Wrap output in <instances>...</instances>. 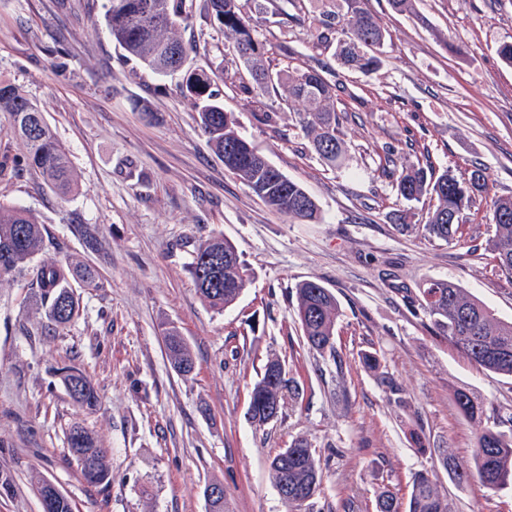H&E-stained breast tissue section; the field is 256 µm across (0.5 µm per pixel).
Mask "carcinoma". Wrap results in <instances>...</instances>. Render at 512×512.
Wrapping results in <instances>:
<instances>
[{
  "mask_svg": "<svg viewBox=\"0 0 512 512\" xmlns=\"http://www.w3.org/2000/svg\"><path fill=\"white\" fill-rule=\"evenodd\" d=\"M204 7L222 25L224 38L233 43L238 60L250 69L255 102H260V97L272 89H285L288 98L301 106L303 128L314 151L323 162L336 166L342 158L335 109L336 84L312 67L263 66V42L255 25L242 13L239 0H205ZM188 20L185 0H106L104 4V22L112 42L158 77L183 67L186 47L178 37V28ZM316 39L321 43L336 40V57L341 64L365 76L375 73L382 64L385 32L365 7L364 0H342L336 4V10L325 13L324 19L318 21ZM211 82L207 72L192 71L185 76L184 87L195 99L200 127L215 153L224 159V166L271 209L311 223L319 222L320 208L301 184L289 178L272 179L267 170L245 155L235 160L227 158L228 143L242 141L244 137L239 134L236 122L224 124V106L213 98ZM0 112L10 114V132L25 141L28 149L22 159L11 158L5 151L0 153V183L11 181L21 168L30 167L43 176L56 194L66 197L76 192L78 175L69 153L46 122L40 106L2 78ZM391 163L390 175L397 196L408 203L418 202L428 194L436 199V207L423 230L427 237L446 243L455 239L462 212L488 189V176L480 167L471 171L475 181L469 183L448 169L435 175L420 166L399 164L395 159ZM492 207L494 235L488 248L499 272L512 281V195L496 197ZM230 247V241L214 235L196 248L189 267L199 298L218 313L235 303L248 284L246 265L240 257H235L233 265H224V249ZM43 249V225L27 211L0 202V280L21 277L35 285L45 308L47 327L56 330L69 326L79 314L72 279H89L92 272L86 269L81 273L67 260L35 262ZM419 292L420 305L436 335L448 340L482 371L512 378L511 321L497 318L485 304L449 280L429 278ZM294 295V314L309 350L341 367L335 342L339 317L335 296L310 279L297 283ZM163 338L173 369L185 377L192 375L195 360L179 328L165 324ZM274 366H281V361L269 359L250 392L252 419L260 426L269 421L261 402L273 399L282 407L286 399L303 394L297 382L285 374L270 380L268 374ZM63 382L77 407L88 412L100 409V393L82 371L68 369ZM454 397L461 414L476 426V449L470 463L459 461L446 448L439 449L443 467L458 484L477 478L491 490L511 488L512 416L486 417L484 402L466 389L456 390ZM67 444L87 483L112 484L108 450L86 427L72 425ZM270 470L276 490H288L281 500L291 512H297L313 499L321 485L311 445L304 438L295 439L288 450L279 452L272 459ZM407 512H448V498L429 472L413 474Z\"/></svg>",
  "mask_w": 512,
  "mask_h": 512,
  "instance_id": "1",
  "label": "carcinoma"
}]
</instances>
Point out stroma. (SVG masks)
<instances>
[{
    "label": "stroma",
    "instance_id": "35a3bbf8",
    "mask_svg": "<svg viewBox=\"0 0 512 512\" xmlns=\"http://www.w3.org/2000/svg\"><path fill=\"white\" fill-rule=\"evenodd\" d=\"M103 2L0 0V76L42 106L79 177L78 192L62 198L27 169L0 184V200L43 224L42 259L83 262L102 281L75 287L80 315L54 333L30 282L0 281V471L12 477L0 512H42L41 479L75 512H209L205 490L215 481L225 512H287L269 464L299 437L322 474L302 512H376L385 490L407 503L417 470L434 474L448 512H512V491L475 478L457 485L438 456L448 448L468 461L476 448L455 390L474 391L488 416L508 415L512 380L437 337L418 292L424 278L450 280L512 320V280L486 250L492 199L512 195V66L497 53L512 41V0H417L411 13L368 0L387 33L369 76L348 71L334 45L311 35L324 0H240L266 59L279 60L285 41L292 66L344 85L336 109L346 160L335 169L312 149L284 90L254 104L214 15L203 0H186V70L215 76L212 91L241 135L316 199V224L270 210L225 168L181 75L160 79L127 58L102 22ZM396 160L463 178L485 169L490 191L463 211L453 242L425 237L427 196L410 229L394 223L405 207L388 176ZM85 224L97 229L96 248L85 243ZM214 234L234 244L249 275L221 313L200 300L188 272L198 243ZM306 279L340 305L342 368L313 355L299 330L292 291ZM169 322L194 355L192 377L166 357ZM368 352L377 369L364 366ZM273 356L303 395L260 427L249 394ZM69 366L97 385L100 410L73 404ZM77 422L109 450L108 487L86 484L69 455L66 432ZM416 433L426 453L416 451Z\"/></svg>",
    "mask_w": 512,
    "mask_h": 512
}]
</instances>
